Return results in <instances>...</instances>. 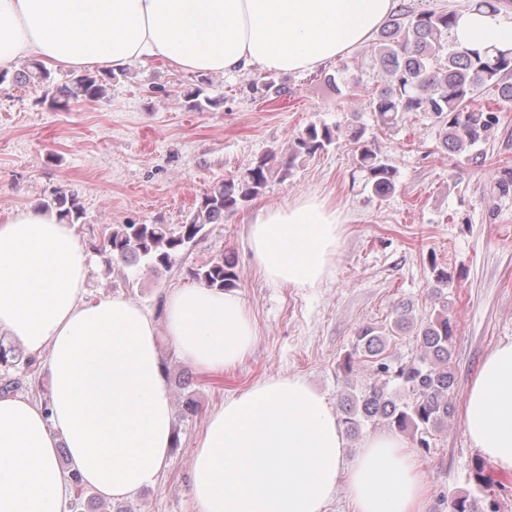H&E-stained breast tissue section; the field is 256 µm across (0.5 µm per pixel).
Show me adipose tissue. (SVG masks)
<instances>
[{
    "label": "adipose tissue",
    "mask_w": 512,
    "mask_h": 512,
    "mask_svg": "<svg viewBox=\"0 0 512 512\" xmlns=\"http://www.w3.org/2000/svg\"><path fill=\"white\" fill-rule=\"evenodd\" d=\"M393 0H0V71L27 58L119 72L162 60L187 72L321 69L369 39ZM458 47L512 48V15L459 14ZM343 215L305 195L260 205L247 233L259 273L291 288L331 273ZM87 252L50 210L0 219V335L39 359L50 401L0 398V512H70V477L122 499L169 463L171 396L152 315L122 295L87 297ZM176 353L207 373L241 362L259 335L241 296L206 287L166 297ZM474 448L512 476V341L481 362L462 405ZM66 448L67 466L58 462ZM353 512H427L430 488L411 448L369 435L347 454L325 397L298 375L273 376L225 399L193 451L196 512H326L339 488Z\"/></svg>",
    "instance_id": "obj_1"
}]
</instances>
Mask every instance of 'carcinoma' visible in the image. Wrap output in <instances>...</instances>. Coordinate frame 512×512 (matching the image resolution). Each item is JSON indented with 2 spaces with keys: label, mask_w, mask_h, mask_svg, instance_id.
Wrapping results in <instances>:
<instances>
[{
  "label": "carcinoma",
  "mask_w": 512,
  "mask_h": 512,
  "mask_svg": "<svg viewBox=\"0 0 512 512\" xmlns=\"http://www.w3.org/2000/svg\"><path fill=\"white\" fill-rule=\"evenodd\" d=\"M457 13L453 11L415 12L407 7L390 16L375 42V53L388 76L387 85L372 99L371 110L385 126L397 123L409 112H429L443 126L441 146L460 155L472 146L486 142L493 135L499 116L492 109L473 108L470 101L475 91L490 84L498 100L512 104V50L496 47L463 50L456 45L452 31ZM448 49L447 62L437 64L439 54ZM16 84H37L43 89L40 102L55 111L66 110L73 103L96 101L107 92V82L90 71L72 73L68 82L52 86L49 73L39 63L12 77ZM355 146V166L365 173L366 184L374 195L385 197L397 184L396 170L380 156L375 141L364 138V130L353 126L349 134ZM340 139L339 128L311 123L295 133L288 146V168L298 158L312 157L327 151ZM274 154L258 158L242 174L216 184L201 199L190 221L176 228L166 224H118L103 236L97 252L131 264L141 260L151 268H170L182 253L206 235L211 224L224 223V215L233 213L255 199L266 187ZM499 197L512 196V168H502L495 182ZM42 208L55 211L69 224L82 217L77 196L63 189L42 203ZM204 286L226 291L239 279L237 263L226 253L192 271ZM451 276L440 270L434 275L433 292L439 308L416 333V354L408 362L393 367L384 356L382 331L367 326L357 333L351 350L345 354L340 368L351 373L361 365L371 370V382L343 398L344 423L357 433L366 423H383L398 433L411 436L417 448L431 447L434 433L448 422L451 414L453 371V319L448 310L444 288ZM399 382L407 394L402 397L390 389ZM478 490L486 493L499 481L485 472V463L474 465Z\"/></svg>",
  "instance_id": "carcinoma-1"
}]
</instances>
